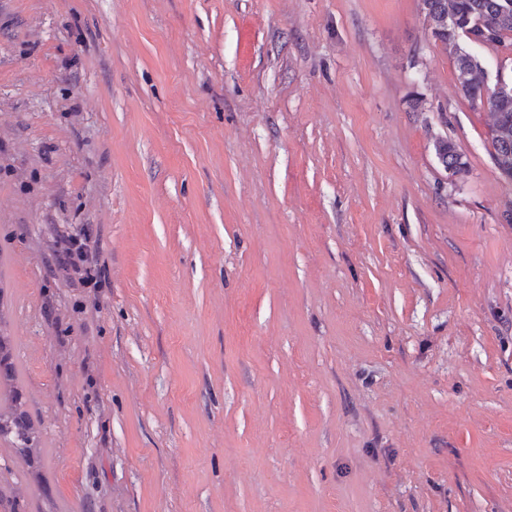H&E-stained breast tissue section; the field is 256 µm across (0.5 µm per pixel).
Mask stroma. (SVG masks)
<instances>
[{
	"instance_id": "stroma-1",
	"label": "stroma",
	"mask_w": 512,
	"mask_h": 512,
	"mask_svg": "<svg viewBox=\"0 0 512 512\" xmlns=\"http://www.w3.org/2000/svg\"><path fill=\"white\" fill-rule=\"evenodd\" d=\"M492 123L420 0H0V512H512ZM438 163L451 174H460L466 170V161L456 146L447 138L438 137L433 143ZM54 271L81 286L108 287L104 269L99 266L100 240L89 224L77 232L59 231L52 244ZM17 387L0 392V437H13L15 452L28 464L40 462L39 448H32L36 430Z\"/></svg>"
}]
</instances>
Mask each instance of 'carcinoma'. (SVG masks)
Listing matches in <instances>:
<instances>
[{
	"label": "carcinoma",
	"mask_w": 512,
	"mask_h": 512,
	"mask_svg": "<svg viewBox=\"0 0 512 512\" xmlns=\"http://www.w3.org/2000/svg\"><path fill=\"white\" fill-rule=\"evenodd\" d=\"M512 0H421L425 31L440 42L453 58L458 89L475 102L485 101L494 117L491 128L492 162L499 178L512 185V93L482 98L483 65L470 38L471 27L480 23L495 46L512 40ZM438 163L452 174L466 170V161L456 146L443 137L433 143ZM10 339L0 336V375L10 380L15 368L10 362ZM0 437L13 438L15 452L31 464L40 461L33 447L36 430L20 390L12 387L0 395Z\"/></svg>",
	"instance_id": "cac0c4a2"
}]
</instances>
